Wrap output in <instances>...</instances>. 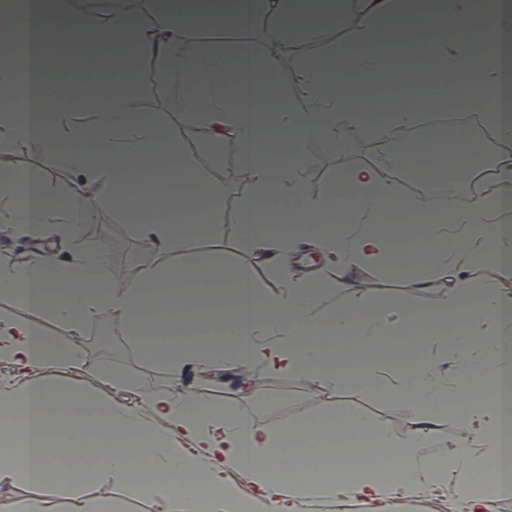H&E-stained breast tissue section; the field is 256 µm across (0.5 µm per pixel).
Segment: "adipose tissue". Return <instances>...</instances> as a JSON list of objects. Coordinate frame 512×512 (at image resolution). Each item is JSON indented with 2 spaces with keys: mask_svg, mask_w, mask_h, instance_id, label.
I'll use <instances>...</instances> for the list:
<instances>
[{
  "mask_svg": "<svg viewBox=\"0 0 512 512\" xmlns=\"http://www.w3.org/2000/svg\"><path fill=\"white\" fill-rule=\"evenodd\" d=\"M105 23L77 10L74 0H6L0 25V229L23 235L34 245L32 260L0 265V296L15 312L0 313V358L10 359L24 375L17 385L0 386V512H57L48 492L73 484L75 474L89 482H137L141 491L162 497L169 512H255L257 502L274 505L281 490L309 501L332 497L336 475L347 492L367 503L395 495L417 496L436 485L452 486L459 512H491L493 498L475 494V481L498 468L501 413L498 385L512 360V297L496 281L474 276L493 266L512 275L507 263L512 238L498 232L497 215L512 207L502 192L512 183V123L502 118L512 88L500 17L501 0H383L378 12L359 11L347 42L332 44L309 57L307 42L324 25L339 19L342 0H156L150 23L136 20L125 0H104ZM408 15L403 24L390 15ZM266 16V49L255 56L249 40L174 55L194 28L249 29ZM113 59L132 72L152 60L157 78L178 72L185 80V116L222 163L232 147L238 165L251 179L235 221L241 251L262 254L280 269L275 292L259 289L253 271L225 264L219 254L184 261L202 235L221 232L224 188L198 166L181 137L157 121L133 112L137 93L128 81L102 87L88 75ZM297 69L295 94L302 107L281 98L273 111L261 109L266 79L283 64ZM54 69L73 71L71 80L49 79ZM408 82L427 77L425 93L390 109L386 129L410 126L446 97L449 84L474 85L469 103L482 112L496 133L492 159L468 153L456 162L465 179L481 177L484 189L469 206L451 207L452 223L425 218L421 199H402L397 180L376 163L347 172L342 182L311 193L303 180L306 145L319 139L336 145L367 130L363 98L349 92L346 78L360 86L380 76ZM20 152L40 154L48 169L17 168ZM79 175L78 198L62 200L49 168ZM140 170L150 187L125 180ZM170 184H189L193 194L167 192ZM148 197L161 217L143 223L138 199ZM137 224L138 232L161 254L160 263L121 286H110V259L86 246L80 226L100 202ZM422 214L417 224H386L382 217L397 205ZM342 210V223L325 216ZM304 237L319 240L339 260L336 280L296 278L281 262ZM431 244L396 273L408 287L423 290L439 276L454 282L445 306L422 314L424 344L453 349L455 378H447L428 354L397 390L420 408L406 437L396 438L380 423L352 409L327 410L315 419L270 429L235 406L197 405L180 389L145 397L146 408L100 406L90 394L47 383L48 367L79 371L81 347L46 336L35 321L47 315L67 325L75 338L84 326L112 316L135 336L150 360L193 370L207 379L219 369H244L264 363L270 370L335 386L353 356H360L362 380L395 373L387 364L391 348L387 324L368 300L352 289V279L368 265H380L396 243ZM72 247L76 256L60 265L54 248ZM343 291L345 304L326 311L322 299ZM468 321L466 330L448 335L446 321ZM481 369L486 388L481 401L470 395L471 374ZM455 409L466 433L448 455L433 458L425 449L438 418ZM159 418L189 439L192 452L175 447L148 421ZM224 439L215 442L214 427ZM369 434L386 449L391 478L378 476L369 455L350 448L340 455L318 448L302 452L292 441L312 430ZM238 471L255 489L242 495L213 476L215 464Z\"/></svg>",
  "mask_w": 512,
  "mask_h": 512,
  "instance_id": "ef3b65f1",
  "label": "adipose tissue"
}]
</instances>
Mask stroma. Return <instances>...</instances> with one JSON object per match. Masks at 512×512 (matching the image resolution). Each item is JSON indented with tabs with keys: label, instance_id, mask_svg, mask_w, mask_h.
Here are the masks:
<instances>
[{
	"label": "stroma",
	"instance_id": "35a3bbf8",
	"mask_svg": "<svg viewBox=\"0 0 512 512\" xmlns=\"http://www.w3.org/2000/svg\"><path fill=\"white\" fill-rule=\"evenodd\" d=\"M139 93L133 101L135 110L144 111L159 121L166 130L184 139H192L193 132L165 86L157 84L152 70L141 68L137 78ZM376 150L373 134L350 139L337 147L313 141L308 145L311 162L305 171V181L311 191L320 192L352 168L372 160ZM208 177L224 188V222L233 224L234 212L239 197L247 193L251 185L240 180L232 149H225L222 166L208 165L206 157H199ZM82 239L105 251L112 259V280L116 283L128 280L131 272L157 264L155 251L134 231L122 216L113 213L109 203H102L90 222L81 227ZM193 249L198 253L223 255L230 264H246L256 274L257 282L266 292L274 291L278 272L263 256L241 254L234 244L230 229L218 237L201 236ZM360 285L375 289L379 306L389 321V329L396 333L397 345H404L399 336L401 324L399 312L424 313L439 305L447 296L450 283L447 277L437 278L428 290L416 292L405 288L401 278L394 276L386 266H371L363 269ZM40 324L46 335L61 342L74 340L67 326L41 317ZM112 344L107 354L98 353L96 339L90 333L76 338L85 352L88 363L83 373L75 374L60 369L45 370L47 380L94 394L106 404L139 406L144 394L162 392L175 386H184L204 401L234 405L252 413L258 424L275 427L285 422H300L317 417L326 407H350L381 421L395 437H404L418 414L417 407L409 405L399 397L394 388L396 378L382 381L380 386L367 387L353 381H343L335 388L322 391L308 382L293 376L275 373L263 364H255L240 375H228L206 383L198 380L184 382V370L159 365L144 358L125 325L120 321L111 323ZM129 370L137 374L139 385L135 388L113 386L105 376V369ZM87 494L114 500L125 512H167L164 500L140 492L132 487L105 481L87 486ZM275 512H457V500L453 489L432 488L417 498L393 497L379 503H365L337 493L328 500L301 502L290 496H282Z\"/></svg>",
	"mask_w": 512,
	"mask_h": 512
}]
</instances>
